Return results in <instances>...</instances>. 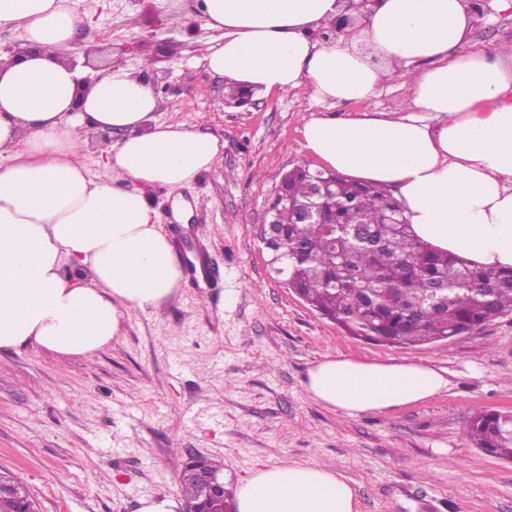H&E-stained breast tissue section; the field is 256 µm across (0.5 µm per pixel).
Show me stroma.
Listing matches in <instances>:
<instances>
[{
	"label": "stroma",
	"mask_w": 512,
	"mask_h": 512,
	"mask_svg": "<svg viewBox=\"0 0 512 512\" xmlns=\"http://www.w3.org/2000/svg\"><path fill=\"white\" fill-rule=\"evenodd\" d=\"M77 47L92 71L113 61L150 73L160 117L224 142L192 187L153 194L168 234L202 247L207 277L183 279L167 305L135 313L91 358L27 348L0 354V473L21 479L38 512H136L180 491L189 455L224 464L227 488L253 469L298 462L345 476L358 512H512V461L476 448L479 411L512 408V316L417 348L349 336L272 272L258 238L279 174L311 163L304 123L319 112H398L409 89L331 105L255 91L228 104L197 49L203 20L171 22L159 0H80ZM512 41V9L474 26L475 49ZM421 362L446 372L437 396L350 418L313 401L301 378L324 355Z\"/></svg>",
	"instance_id": "obj_1"
}]
</instances>
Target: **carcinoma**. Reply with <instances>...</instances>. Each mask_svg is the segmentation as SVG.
<instances>
[{
    "label": "carcinoma",
    "instance_id": "1",
    "mask_svg": "<svg viewBox=\"0 0 512 512\" xmlns=\"http://www.w3.org/2000/svg\"><path fill=\"white\" fill-rule=\"evenodd\" d=\"M329 208L334 224H301L283 208L272 248L288 287L354 336L417 347L512 315V269L469 265L416 238L406 224L379 223L401 209L388 190L338 176ZM511 431L496 411L480 412L468 425L473 444L500 457L512 455ZM0 482L8 487L0 512L28 498L21 482Z\"/></svg>",
    "mask_w": 512,
    "mask_h": 512
}]
</instances>
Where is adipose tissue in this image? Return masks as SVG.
<instances>
[{"mask_svg": "<svg viewBox=\"0 0 512 512\" xmlns=\"http://www.w3.org/2000/svg\"><path fill=\"white\" fill-rule=\"evenodd\" d=\"M222 35L208 72L320 103L367 100L402 81L409 105L389 116L311 117L302 147L356 182L392 190L413 233L483 267H512V48L469 49L466 0H379L360 32L311 38L354 0H196ZM84 20L78 0H0V30L22 27L27 53L0 64V352L35 347L92 356L130 314L172 300L183 279L148 193L190 186L224 143L157 119L142 72L112 63L84 86L62 59ZM98 141L112 170L93 178L80 149ZM302 387L353 417L428 400L449 386L417 363L328 355ZM238 512H357L346 479L295 463L254 469Z\"/></svg>", "mask_w": 512, "mask_h": 512, "instance_id": "obj_1", "label": "adipose tissue"}]
</instances>
